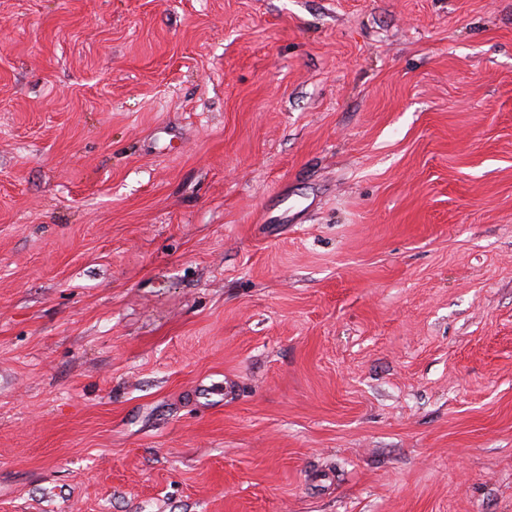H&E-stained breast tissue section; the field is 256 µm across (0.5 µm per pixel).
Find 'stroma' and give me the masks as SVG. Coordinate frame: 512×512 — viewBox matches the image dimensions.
<instances>
[{
	"instance_id": "35a3bbf8",
	"label": "stroma",
	"mask_w": 512,
	"mask_h": 512,
	"mask_svg": "<svg viewBox=\"0 0 512 512\" xmlns=\"http://www.w3.org/2000/svg\"><path fill=\"white\" fill-rule=\"evenodd\" d=\"M0 512H512V0H0Z\"/></svg>"
}]
</instances>
